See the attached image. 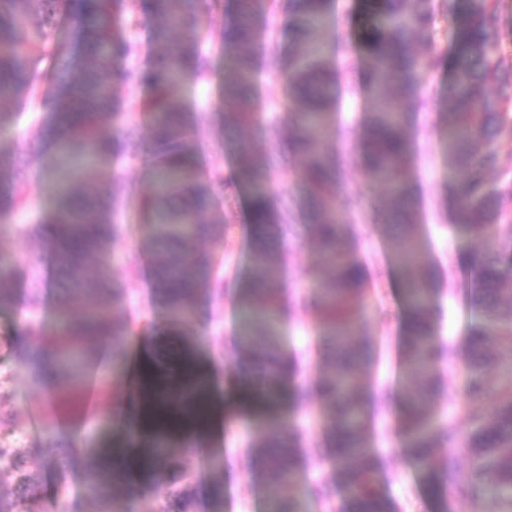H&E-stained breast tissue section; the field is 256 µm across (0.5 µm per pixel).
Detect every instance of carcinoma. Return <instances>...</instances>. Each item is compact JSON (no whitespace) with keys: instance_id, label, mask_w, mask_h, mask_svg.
Returning a JSON list of instances; mask_svg holds the SVG:
<instances>
[{"instance_id":"cac0c4a2","label":"carcinoma","mask_w":512,"mask_h":512,"mask_svg":"<svg viewBox=\"0 0 512 512\" xmlns=\"http://www.w3.org/2000/svg\"><path fill=\"white\" fill-rule=\"evenodd\" d=\"M333 0H237L233 21L211 36L224 58L221 84L223 108L228 110L224 147L244 151L248 132L261 123L253 99L258 71L255 44L267 28V15L277 10L293 20L294 46L282 48L269 38L263 52L268 65L287 75L289 101L297 111L287 129L266 127L284 148L244 161L229 179L219 168L205 170L188 153L194 130L206 120L187 111L176 94L185 79L208 81L212 60L196 40H184L183 31L196 33L198 18L189 0H0V100L24 95L42 112L33 137L49 140L56 132L51 152H30L20 159L0 156V215L12 216L37 204L31 176L50 175L53 209L35 224H19L15 232L34 237L49 246L62 288L70 296H94L97 309L84 316L69 315V303L59 305L58 326L48 334L39 352L21 356L34 382L41 381L54 358L56 368L71 367L70 377H80L75 352L87 336H121L128 324L112 321V309L125 298L122 275L104 263L88 274V258L108 251L125 233L115 220L119 204L143 213L142 235L152 244L148 258L160 306L183 328L196 321L195 287H210L214 301L223 297L220 267L215 254L228 246L224 220L208 226L202 213L220 204L224 186L247 191L252 233L249 277L238 289L242 325L237 341L261 368L255 378V397L274 401L293 378L294 356L286 357L276 342L281 320L283 292L273 287L272 243L296 242L307 231L320 243V262L308 271L319 288L311 301L318 309L329 351L319 389L327 411L324 450L329 469L321 472L310 493L327 512H397L395 503L381 488V464L365 447L369 408L380 406L389 395L367 387L364 376L372 361L371 342L361 335L367 295L381 296L384 276L370 271V259L361 255L355 228L367 218L365 198L372 184L385 186L388 206L375 210L372 219L384 225L393 238L395 273L402 280L412 321L403 338L401 365L409 383L399 400L398 424L405 451L418 466L428 498L439 504L438 512H452L453 503L480 492L490 512H512V373H494L500 354L512 348V170L501 167L499 139L512 130V59L499 48L502 24L499 0H466L463 25L455 38L452 55L445 59L434 41L433 19L438 0H363L365 25L362 41L370 66L358 92L373 101L364 121L363 159L370 185L359 195L339 196L345 178L339 155L325 149L326 134L347 136L339 126L336 91L356 64L345 55L334 64L324 59L322 18ZM77 15L80 52L77 63L57 66L45 86L34 71V55L58 51L51 32L61 16ZM150 25L153 41L162 47L149 68L136 62L140 37ZM448 62L451 83L446 118L450 130L446 155L458 171L449 185L455 203L454 226L478 229L493 238L483 254L470 258L473 278L465 289L469 302L483 311L485 322L471 325L465 343L468 355L467 393L488 399L489 412L474 416V428L460 433L455 421H440L431 411V400L444 386L438 365L451 361L456 348L434 336L431 299L438 291L426 269L414 236L417 199L403 178L411 153L404 135L408 122L406 103L415 99L421 107L428 98L416 93L417 70L436 69ZM127 83H144L153 90L144 102L149 112L155 189L149 196L133 183H120L108 191L96 182L101 166L112 163L119 150L134 155L140 148L138 129L127 126L121 136H111L102 120L116 115L112 74ZM300 162L297 192L287 202H277L271 192L274 170ZM495 172L492 185L487 174ZM211 236L215 252L195 253V241ZM22 280L28 286L27 326L40 315L42 280L39 259L31 257L20 266L0 254V305L13 299V287ZM159 368L153 366L141 387L151 391L152 416L171 427L203 426L208 403L202 378L188 368L166 374L193 395L184 412L172 408L158 393ZM8 420L0 414V471L17 473L26 448L7 440ZM262 438L254 444L251 468L265 481L269 512H303L295 475L303 455L298 436L266 418L256 424ZM448 449L445 463L437 462ZM462 450L472 459L462 472L453 452ZM165 442L150 450L145 470L165 474L162 460ZM341 480L348 498L336 504V481ZM190 482L175 491L161 506L142 494L145 512H193ZM38 487L22 481L11 501L0 497V512H31Z\"/></svg>"}]
</instances>
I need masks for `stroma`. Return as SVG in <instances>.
<instances>
[{
	"label": "stroma",
	"instance_id": "obj_1",
	"mask_svg": "<svg viewBox=\"0 0 512 512\" xmlns=\"http://www.w3.org/2000/svg\"><path fill=\"white\" fill-rule=\"evenodd\" d=\"M363 24L362 0H335V9L326 15L323 40L328 46L327 61H334L341 52L356 56L360 67L368 59L360 38ZM215 70L209 81H185L177 90L178 96L193 111L203 112L207 121L200 126L191 142L194 159L205 167H218L233 171L240 156L218 145L221 132V75L224 62L220 52L212 54ZM447 69L441 68L419 74L418 84L431 87L432 99L427 107H410L406 136L411 144V155L404 170L406 181L415 189L419 203L417 238L423 254L439 271L447 275L448 261L458 254L481 251L491 241L483 233L451 231L452 215L446 201L448 184L456 173L444 153L448 130L443 114L448 109ZM285 77L282 72L260 64L255 87V99L266 121L288 124L294 107L284 93ZM0 110L16 113V121L0 129V155L16 156L24 152L31 140L29 126L35 118L31 108L18 101L0 103ZM360 136L347 140L329 138L328 152L340 154L345 166V182L340 194H354L371 186L377 201H385L381 185H369L362 164ZM132 181L142 191H150L153 175L139 158L117 154L111 165L99 174L101 187L115 182ZM226 195L232 206L229 237L232 252L223 267L224 296L220 305L209 302L210 294L199 290L200 304L208 312L199 319L194 329L177 331L163 317L156 304L148 265L128 270L127 260L134 254H147L148 246L139 232L141 213L126 207L119 214V222L126 228L125 236L112 245L107 259L125 275L127 298L123 305L113 309L115 319L132 324L134 336L115 341L96 337L86 340L88 366L80 387L79 408L71 410L64 400L69 388L65 379H58L54 387L35 384L19 356L30 344L29 334L21 332L20 321L26 317L27 287L17 283L12 303L0 306V371L10 372L11 395L0 402V413L13 417V434L20 437L28 448L24 473L38 486L41 497L34 512H100V502L88 492V480L97 466L96 449L107 445H127L133 428L126 423L113 405L115 390L133 394L138 390V362L141 356L155 353L157 348L190 350L193 357L210 368L205 380L209 388L212 414L219 419L217 428L204 435L201 447L190 448L180 434L172 435L168 443V459L174 470L192 475V493L195 512H268L262 483L256 479L243 454L247 441L256 436V407L238 401V379L230 375V368L238 366L243 354L236 343L238 315L236 303L230 296L231 288L241 283L249 271L250 225L244 190L230 187ZM359 244L370 254L388 276L382 297L366 302L368 318L363 326L374 341L377 357L370 368L369 382L387 384L392 394L405 388L401 378L400 347L409 324L403 286L390 274L393 244L390 235L376 223L358 227ZM319 262V248L309 237H302L297 245L281 250L275 262V287L285 289L290 305V316L278 330L277 342L289 354L298 356L299 371L296 382L308 391L304 402L282 397L274 407L276 417L301 433V443L323 439L326 432L322 403L317 393V382L324 369L323 355L317 352L322 328L317 309L300 303V295L310 293L311 286L305 274ZM433 304L441 311L435 325L436 335L454 344H461L471 323L480 320V312L460 298L451 297L440 290ZM467 357L458 355L449 372L451 388L437 397L433 408L438 417L456 419L461 432H469L472 423L459 416L456 407L465 399ZM53 418L57 428L76 435L82 452L74 458L67 477L66 491L57 488L54 463L63 457L44 432L41 423ZM398 419L394 408L374 414L366 446L382 458V484L387 495L397 503L399 512H436L435 505L425 497L420 474L398 447Z\"/></svg>",
	"mask_w": 512,
	"mask_h": 512
}]
</instances>
